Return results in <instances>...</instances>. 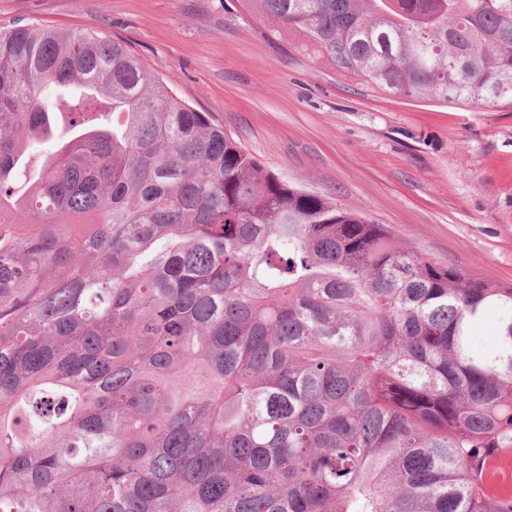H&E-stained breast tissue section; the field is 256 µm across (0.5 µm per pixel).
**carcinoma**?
Listing matches in <instances>:
<instances>
[{
	"instance_id": "carcinoma-1",
	"label": "carcinoma",
	"mask_w": 512,
	"mask_h": 512,
	"mask_svg": "<svg viewBox=\"0 0 512 512\" xmlns=\"http://www.w3.org/2000/svg\"><path fill=\"white\" fill-rule=\"evenodd\" d=\"M238 7L378 93L512 108V0ZM511 452V287L279 176L106 33L0 29V512H512Z\"/></svg>"
}]
</instances>
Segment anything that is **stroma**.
Segmentation results:
<instances>
[{
    "label": "stroma",
    "instance_id": "obj_1",
    "mask_svg": "<svg viewBox=\"0 0 512 512\" xmlns=\"http://www.w3.org/2000/svg\"><path fill=\"white\" fill-rule=\"evenodd\" d=\"M95 27L281 177L407 248L512 285V108L379 94L312 61L235 0H0V28Z\"/></svg>",
    "mask_w": 512,
    "mask_h": 512
}]
</instances>
